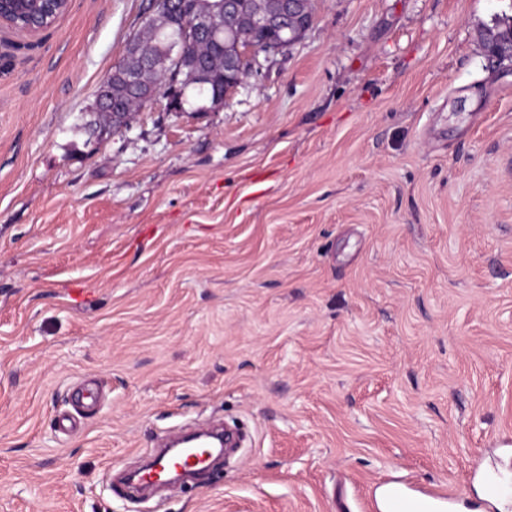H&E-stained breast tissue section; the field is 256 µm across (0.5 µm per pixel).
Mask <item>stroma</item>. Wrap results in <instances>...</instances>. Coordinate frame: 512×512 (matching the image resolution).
Wrapping results in <instances>:
<instances>
[{
	"instance_id": "35a3bbf8",
	"label": "stroma",
	"mask_w": 512,
	"mask_h": 512,
	"mask_svg": "<svg viewBox=\"0 0 512 512\" xmlns=\"http://www.w3.org/2000/svg\"><path fill=\"white\" fill-rule=\"evenodd\" d=\"M311 3L222 105L95 133L148 0L0 29V512H470L512 456V0ZM212 422L251 448L113 494ZM482 36L489 68H494L505 58H512V27L507 32L485 27ZM451 501L447 494L437 492L417 496L403 487L393 486L384 495L382 507L385 512H443L444 503L449 506Z\"/></svg>"
}]
</instances>
